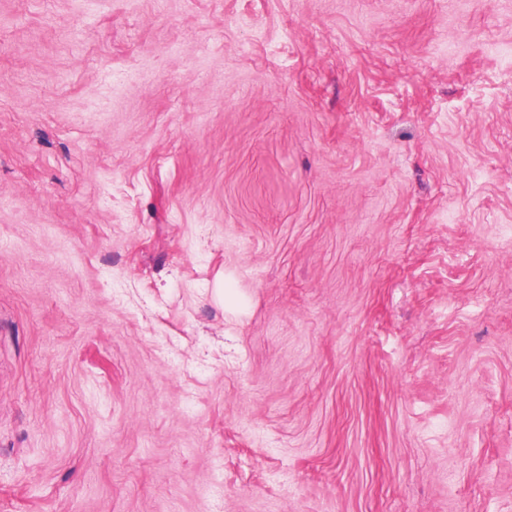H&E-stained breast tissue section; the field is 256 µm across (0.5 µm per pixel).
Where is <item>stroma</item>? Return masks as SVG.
Here are the masks:
<instances>
[{"mask_svg": "<svg viewBox=\"0 0 512 512\" xmlns=\"http://www.w3.org/2000/svg\"><path fill=\"white\" fill-rule=\"evenodd\" d=\"M0 512H512V0H0Z\"/></svg>", "mask_w": 512, "mask_h": 512, "instance_id": "1", "label": "stroma"}]
</instances>
